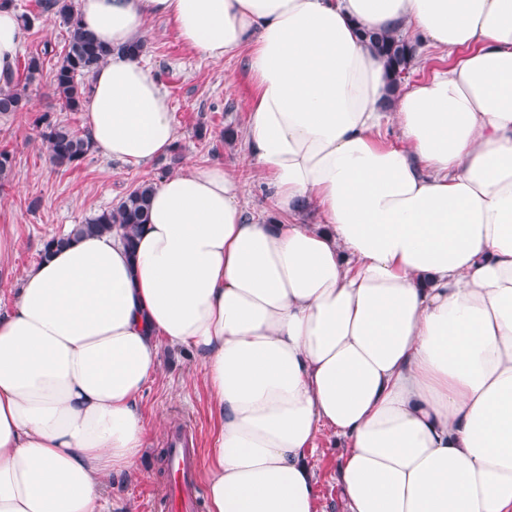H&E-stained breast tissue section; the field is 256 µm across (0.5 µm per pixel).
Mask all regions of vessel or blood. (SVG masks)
Wrapping results in <instances>:
<instances>
[{
  "instance_id": "obj_1",
  "label": "vessel or blood",
  "mask_w": 512,
  "mask_h": 512,
  "mask_svg": "<svg viewBox=\"0 0 512 512\" xmlns=\"http://www.w3.org/2000/svg\"><path fill=\"white\" fill-rule=\"evenodd\" d=\"M170 444L167 480L154 502L156 512H199V454L191 448L186 433H174Z\"/></svg>"
}]
</instances>
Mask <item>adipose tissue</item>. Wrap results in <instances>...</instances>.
I'll use <instances>...</instances> for the list:
<instances>
[{"mask_svg": "<svg viewBox=\"0 0 512 512\" xmlns=\"http://www.w3.org/2000/svg\"><path fill=\"white\" fill-rule=\"evenodd\" d=\"M110 55L87 128L138 167L176 130L128 45L166 20L220 60L251 45L247 154L154 186L133 248L71 241L0 313V512H107L146 441L161 346L192 350L216 422L209 512H315L305 457L346 443L347 512H512V0H79ZM453 55L393 88L360 29ZM27 30L0 9V78ZM396 125V139L383 137ZM315 208L318 224H302Z\"/></svg>", "mask_w": 512, "mask_h": 512, "instance_id": "1", "label": "adipose tissue"}]
</instances>
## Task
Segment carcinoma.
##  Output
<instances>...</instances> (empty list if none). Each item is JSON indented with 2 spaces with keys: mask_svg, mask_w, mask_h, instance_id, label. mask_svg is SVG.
I'll return each mask as SVG.
<instances>
[{
  "mask_svg": "<svg viewBox=\"0 0 512 512\" xmlns=\"http://www.w3.org/2000/svg\"><path fill=\"white\" fill-rule=\"evenodd\" d=\"M41 7L43 12L60 20L68 29L67 46L56 62L51 91L66 109L77 112L85 105L90 91V86L82 78L94 74L106 62L109 50L80 26L73 0H44ZM362 37L386 61L393 73L394 84H399L417 55L419 43L377 31H365ZM54 51L51 43H44L41 53L27 58L24 65L25 82L21 83L12 76L0 87V114L29 111L28 87L42 72V57ZM34 126L46 148L48 161L55 168L79 166L92 149L88 132L75 130L69 124L53 118L49 112L36 117ZM152 190L153 185L143 184L115 206L99 212L82 224L73 225L69 233L46 239L41 258H46L53 249L78 237L109 233L114 225L123 230L124 243L130 248L134 247L141 225L148 221Z\"/></svg>",
  "mask_w": 512,
  "mask_h": 512,
  "instance_id": "obj_1",
  "label": "carcinoma"
}]
</instances>
